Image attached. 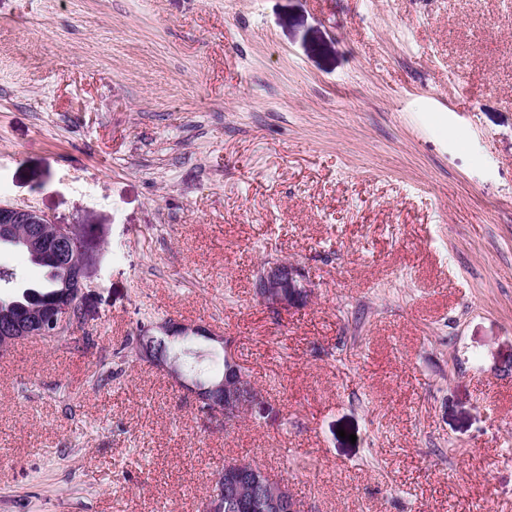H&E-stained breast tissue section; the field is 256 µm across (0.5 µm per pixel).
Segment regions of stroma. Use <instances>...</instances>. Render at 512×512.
Listing matches in <instances>:
<instances>
[{
    "mask_svg": "<svg viewBox=\"0 0 512 512\" xmlns=\"http://www.w3.org/2000/svg\"><path fill=\"white\" fill-rule=\"evenodd\" d=\"M1 202L80 227L87 288L0 352V512H202L234 459L298 512H512L507 0H0ZM168 319L262 405L92 386ZM307 288L301 269L288 261L267 262L255 283L259 301L277 314L288 312L306 301L311 295Z\"/></svg>",
    "mask_w": 512,
    "mask_h": 512,
    "instance_id": "obj_1",
    "label": "stroma"
}]
</instances>
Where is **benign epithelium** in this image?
<instances>
[{"instance_id": "7a95c632", "label": "benign epithelium", "mask_w": 512, "mask_h": 512, "mask_svg": "<svg viewBox=\"0 0 512 512\" xmlns=\"http://www.w3.org/2000/svg\"><path fill=\"white\" fill-rule=\"evenodd\" d=\"M0 224H22L26 227L27 244L30 247L39 248L45 240H52L58 253L64 257L72 255L76 262V288L72 289L69 302L61 303L50 311L40 312L26 321L0 322V335L6 337V341L0 343V349L18 340L63 335L70 329L74 312L81 306L86 288L80 230L54 224L45 214L31 206L2 203ZM255 290L259 301L277 314L300 306L311 295L301 269L287 261L264 264L257 276ZM189 332L198 338L224 342V337L209 328L165 321L143 333L136 357L168 371L179 388L194 397L198 408L207 412L209 418L219 424L260 405V392L249 379L244 365L228 349L224 350V377L219 382H202L183 377L175 361L165 353L164 344L181 339ZM226 501L233 502L239 512H296V505L285 484L273 480L264 470L256 468L238 471L227 482L222 474L216 478L208 510L219 512V506Z\"/></svg>"}]
</instances>
